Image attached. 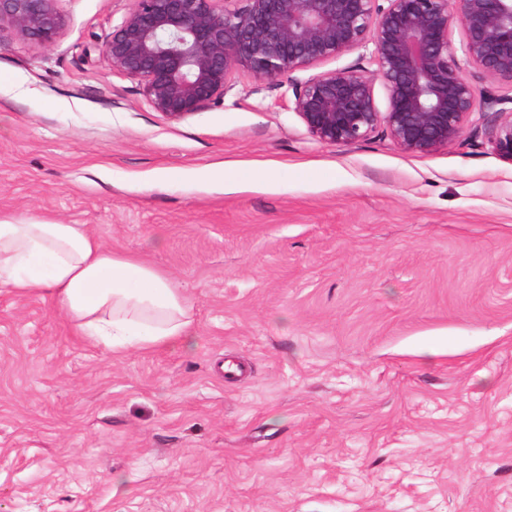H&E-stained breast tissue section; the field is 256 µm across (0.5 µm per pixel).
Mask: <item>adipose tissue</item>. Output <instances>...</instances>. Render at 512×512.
Returning <instances> with one entry per match:
<instances>
[{
    "label": "adipose tissue",
    "instance_id": "adipose-tissue-1",
    "mask_svg": "<svg viewBox=\"0 0 512 512\" xmlns=\"http://www.w3.org/2000/svg\"><path fill=\"white\" fill-rule=\"evenodd\" d=\"M0 287L23 298L41 292L83 340L113 357L196 335L186 297L170 275L143 259L105 249L83 224L0 215Z\"/></svg>",
    "mask_w": 512,
    "mask_h": 512
}]
</instances>
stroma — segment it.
<instances>
[{
  "instance_id": "stroma-1",
  "label": "stroma",
  "mask_w": 512,
  "mask_h": 512,
  "mask_svg": "<svg viewBox=\"0 0 512 512\" xmlns=\"http://www.w3.org/2000/svg\"><path fill=\"white\" fill-rule=\"evenodd\" d=\"M0 25V213L167 272L197 336L112 357L0 288V512H512V164L327 145L240 73L173 120L98 47Z\"/></svg>"
}]
</instances>
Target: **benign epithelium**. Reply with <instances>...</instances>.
Masks as SVG:
<instances>
[{"instance_id":"7a95c632","label":"benign epithelium","mask_w":512,"mask_h":512,"mask_svg":"<svg viewBox=\"0 0 512 512\" xmlns=\"http://www.w3.org/2000/svg\"><path fill=\"white\" fill-rule=\"evenodd\" d=\"M3 19L18 38L48 46L64 26L58 0H0ZM369 45L371 76L355 64L294 77ZM100 54L170 119L223 100L238 72L286 76L292 110L323 143L381 132L405 152L430 154L458 140L478 108L492 114L493 150L512 163V93L500 92L512 88V0H133ZM475 78L487 83L479 96Z\"/></svg>"}]
</instances>
